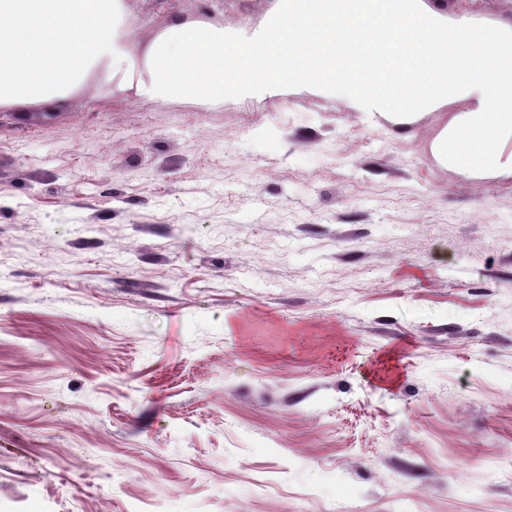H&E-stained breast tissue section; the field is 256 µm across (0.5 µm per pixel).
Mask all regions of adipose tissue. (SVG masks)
<instances>
[{"instance_id": "1", "label": "adipose tissue", "mask_w": 512, "mask_h": 512, "mask_svg": "<svg viewBox=\"0 0 512 512\" xmlns=\"http://www.w3.org/2000/svg\"><path fill=\"white\" fill-rule=\"evenodd\" d=\"M123 0H0V106L66 96L91 72L133 73Z\"/></svg>"}]
</instances>
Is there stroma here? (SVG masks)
<instances>
[{"mask_svg": "<svg viewBox=\"0 0 512 512\" xmlns=\"http://www.w3.org/2000/svg\"><path fill=\"white\" fill-rule=\"evenodd\" d=\"M124 5L139 59L276 0ZM473 105L93 74L1 110L0 512H512V172L432 153Z\"/></svg>", "mask_w": 512, "mask_h": 512, "instance_id": "35a3bbf8", "label": "stroma"}]
</instances>
